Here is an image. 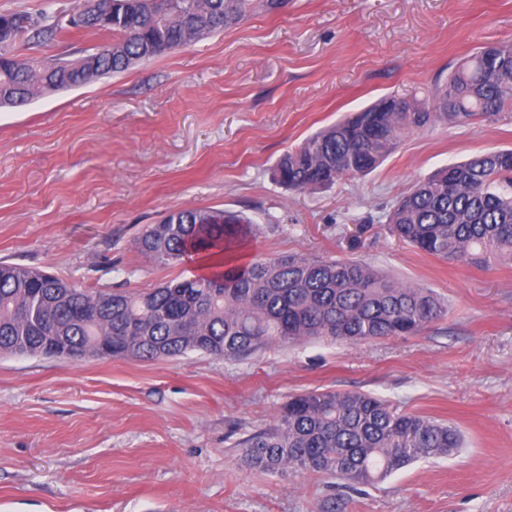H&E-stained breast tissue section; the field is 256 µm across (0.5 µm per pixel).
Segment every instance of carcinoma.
<instances>
[{"label":"carcinoma","instance_id":"1","mask_svg":"<svg viewBox=\"0 0 512 512\" xmlns=\"http://www.w3.org/2000/svg\"><path fill=\"white\" fill-rule=\"evenodd\" d=\"M255 0H81L77 31L110 40L78 55L21 57L62 26L44 11L0 13V107L79 87L242 21ZM410 112L380 98L304 139L277 162L282 186L307 190L374 170L411 131L432 123L512 118V44L487 46ZM386 223L413 248L489 269L512 262V149L445 167L391 206ZM260 227L219 209L171 210L134 240L147 258L196 256L210 272L145 291L79 290L44 271L0 260V354L66 359H173L189 352L236 360L273 344L330 340L358 345L418 335L448 314L431 291L354 260L303 255L226 266V254ZM243 460L284 475L322 473L370 485L418 460L460 447L452 427L360 391L288 397L277 423L238 443Z\"/></svg>","mask_w":512,"mask_h":512}]
</instances>
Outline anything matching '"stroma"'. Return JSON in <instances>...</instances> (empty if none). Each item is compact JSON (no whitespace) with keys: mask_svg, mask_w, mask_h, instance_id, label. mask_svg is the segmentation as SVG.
I'll return each instance as SVG.
<instances>
[{"mask_svg":"<svg viewBox=\"0 0 512 512\" xmlns=\"http://www.w3.org/2000/svg\"><path fill=\"white\" fill-rule=\"evenodd\" d=\"M512 43V0H288L124 73L0 109V259L79 289L202 274L134 240L167 211L241 212L235 256L358 260L432 289L422 334L273 345L235 361L0 356V512H512V262L443 261L391 234L416 182L512 149V121L437 123L366 176L293 192L278 159L383 96H423L460 60ZM363 391L456 427L453 456L372 486L246 465L239 441L290 394Z\"/></svg>","mask_w":512,"mask_h":512,"instance_id":"obj_1","label":"stroma"}]
</instances>
